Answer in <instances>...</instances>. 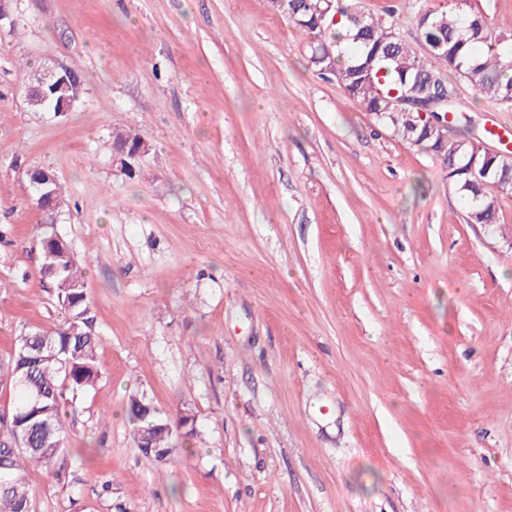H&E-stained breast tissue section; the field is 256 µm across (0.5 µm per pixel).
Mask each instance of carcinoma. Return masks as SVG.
I'll use <instances>...</instances> for the list:
<instances>
[{"label": "carcinoma", "mask_w": 512, "mask_h": 512, "mask_svg": "<svg viewBox=\"0 0 512 512\" xmlns=\"http://www.w3.org/2000/svg\"><path fill=\"white\" fill-rule=\"evenodd\" d=\"M325 8V0H285L280 10L311 36V67L335 78L350 98L365 111L376 113L378 122L404 140L448 161V176L464 196L468 223H496L499 196L512 188V161L488 157L479 143L454 134L452 126L434 131L396 111L392 92L420 96L417 77L435 66L399 36L391 14L373 15L353 5L341 6L339 0H333L326 15ZM335 13L347 23L344 37L332 20ZM416 25L433 58L458 82L482 98L512 106V59L502 56L481 14L459 7L426 9L418 14ZM325 45L332 47L335 61L319 64L317 57ZM53 263L60 267L51 282L65 314L63 326L21 332L12 361L0 365V381H8L19 391L8 416L0 418V512H31L30 469L59 476L57 461L67 442L62 412L65 393L84 391L98 380L95 316L87 301L82 264L71 251ZM142 404L152 406L143 397H133L127 409L134 442L150 434L153 447L142 448L140 453L163 463L174 452L169 443L172 430H155L168 419L156 406L148 415L137 412Z\"/></svg>", "instance_id": "carcinoma-1"}]
</instances>
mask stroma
<instances>
[{"label": "stroma", "instance_id": "obj_1", "mask_svg": "<svg viewBox=\"0 0 512 512\" xmlns=\"http://www.w3.org/2000/svg\"><path fill=\"white\" fill-rule=\"evenodd\" d=\"M357 2L422 53L417 11L449 0ZM305 50L268 0H12L0 20V363L64 321L34 167L66 197L54 229L100 338L33 512H512V194L468 223L443 158ZM43 65L81 76L64 115L25 102ZM460 98L458 128L512 144V107ZM124 127L147 145L131 178ZM133 395L172 424L170 461L134 444Z\"/></svg>", "mask_w": 512, "mask_h": 512}]
</instances>
